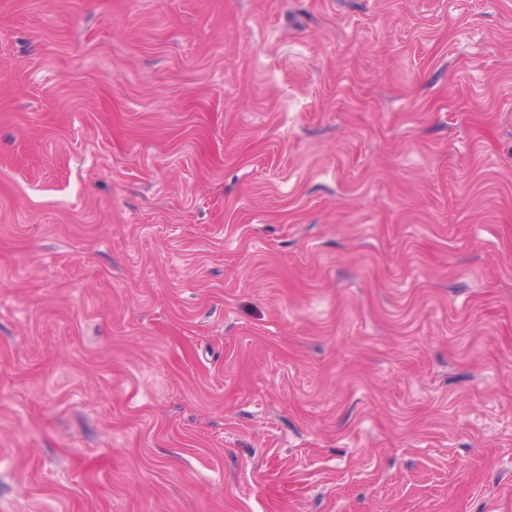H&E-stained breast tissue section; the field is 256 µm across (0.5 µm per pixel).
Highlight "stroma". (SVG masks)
<instances>
[{
    "instance_id": "obj_1",
    "label": "stroma",
    "mask_w": 512,
    "mask_h": 512,
    "mask_svg": "<svg viewBox=\"0 0 512 512\" xmlns=\"http://www.w3.org/2000/svg\"><path fill=\"white\" fill-rule=\"evenodd\" d=\"M0 512H512V0H0Z\"/></svg>"
}]
</instances>
